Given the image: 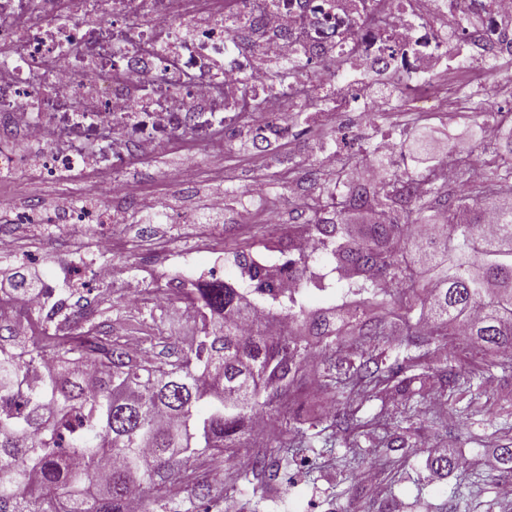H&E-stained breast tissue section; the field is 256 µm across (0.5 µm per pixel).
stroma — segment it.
Wrapping results in <instances>:
<instances>
[{
  "label": "stroma",
  "instance_id": "35a3bbf8",
  "mask_svg": "<svg viewBox=\"0 0 512 512\" xmlns=\"http://www.w3.org/2000/svg\"><path fill=\"white\" fill-rule=\"evenodd\" d=\"M284 120L301 129L298 139L278 142L264 151L254 149L242 133L225 143L222 185L236 200L225 210L221 223L209 225L205 237L196 235L194 223L200 218L203 187L213 177L206 173L197 183L174 185L170 176L185 157L173 150H161L155 161L133 163L126 171L128 178L162 193L170 206L182 209L189 218L185 224L154 225L147 236L141 233L140 213L125 209L118 200L112 208L123 212L126 230L119 237L98 224L84 225L77 237L66 224L17 223L16 213L34 200L47 210L54 209L60 198L72 208L86 205L87 200L74 182L26 177L1 182L0 236L11 238L16 248L0 256V274L21 268L38 272L47 284L58 285L90 256L96 262L120 266L149 288H175L203 279L217 263L223 266L221 279L236 282V267L232 261L217 260L216 246L249 245L264 251L268 241L264 221L273 209L278 210L282 225L303 223V215L291 210L287 202L309 197L308 172L321 150L333 147L340 128L334 119L318 115L305 118L290 112ZM476 123L473 117L405 109L388 112L378 120L382 133L396 137L398 166L414 174L451 153L481 158L474 137ZM245 170L267 181L265 198L251 196L247 185L238 180V173ZM108 236L113 239L111 250H93L94 242ZM88 297L87 322L99 335L120 344L136 339L155 359L178 355L193 339L194 323L180 300L146 303L132 310L121 288L101 283L93 284ZM502 384L498 378L493 385L472 387L461 400L449 392L410 407L400 397L372 394L365 385L341 395L322 392L299 408L306 437L293 442L294 462L287 475L277 479L274 495L256 502L250 486L237 483L234 472L227 471L221 481L211 484L213 512H220L229 497L235 501L236 512H512V504L498 495L505 476L482 464L485 455L505 442L506 418L487 404ZM350 409L369 422L384 417L397 424L408 440L407 447L383 452L371 447L363 434L334 430L333 415ZM445 443L452 444L456 456L469 459L471 465L429 481L427 451ZM367 469L375 471L380 492H373L362 481Z\"/></svg>",
  "mask_w": 512,
  "mask_h": 512
}]
</instances>
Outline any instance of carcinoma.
Segmentation results:
<instances>
[{
    "label": "carcinoma",
    "instance_id": "obj_1",
    "mask_svg": "<svg viewBox=\"0 0 512 512\" xmlns=\"http://www.w3.org/2000/svg\"><path fill=\"white\" fill-rule=\"evenodd\" d=\"M500 137L507 153L497 155L493 176L468 185L448 206L439 217L442 231L423 230L444 193L439 184L385 166L372 180L340 168L322 192L336 193V209L304 201L305 223L288 230L290 238L310 235L325 246L329 270L294 253L276 269L235 251L248 287L211 277L176 289L198 327L173 360L132 355L91 328L69 335L84 309L58 320L55 310L30 308L26 298L43 288L15 273L13 287L0 290V512H131L137 488L145 512H196L209 476H194L191 495L182 496L175 488L182 468L206 453L224 461V450L239 447L259 416L295 431L300 419L292 405L313 355L309 336L325 354L322 388L365 381L406 402L444 393L426 365L438 336L459 337L460 359L512 350V126ZM489 209L497 224L487 236ZM356 210L386 211L390 220L346 223ZM339 288L357 304L307 310L306 291ZM377 298L397 313L419 352L379 363L375 351L394 330L368 316ZM257 302L266 308L262 317ZM279 318L285 325L269 333L266 323ZM22 321L26 336L17 330ZM341 350L353 356L343 378L331 373ZM335 427L355 431L364 423L350 410ZM496 457L497 469L512 477V445ZM290 461L288 448H267L240 465L237 478L274 480Z\"/></svg>",
    "mask_w": 512,
    "mask_h": 512
}]
</instances>
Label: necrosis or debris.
I'll return each mask as SVG.
<instances>
[{"instance_id": "4bbe7bcc", "label": "necrosis or debris", "mask_w": 512, "mask_h": 512, "mask_svg": "<svg viewBox=\"0 0 512 512\" xmlns=\"http://www.w3.org/2000/svg\"><path fill=\"white\" fill-rule=\"evenodd\" d=\"M492 69L507 121L512 0H0V174L78 181L101 223L117 198L179 224L133 161L203 148L214 171L225 132L286 139L284 112L446 113Z\"/></svg>"}]
</instances>
